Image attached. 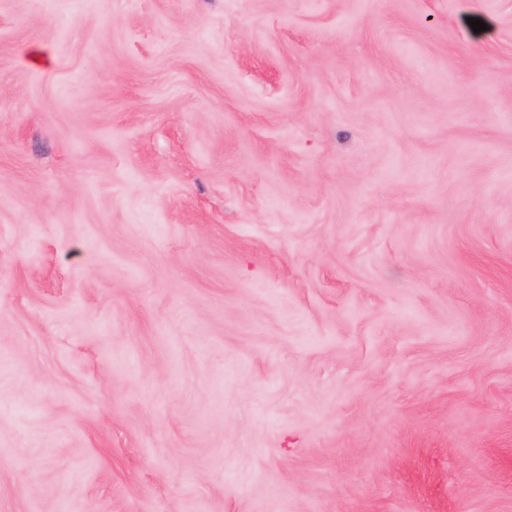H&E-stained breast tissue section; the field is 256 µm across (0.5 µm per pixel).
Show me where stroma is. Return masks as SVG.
Returning <instances> with one entry per match:
<instances>
[{
  "instance_id": "stroma-1",
  "label": "stroma",
  "mask_w": 512,
  "mask_h": 512,
  "mask_svg": "<svg viewBox=\"0 0 512 512\" xmlns=\"http://www.w3.org/2000/svg\"><path fill=\"white\" fill-rule=\"evenodd\" d=\"M0 512H512V0H0Z\"/></svg>"
}]
</instances>
